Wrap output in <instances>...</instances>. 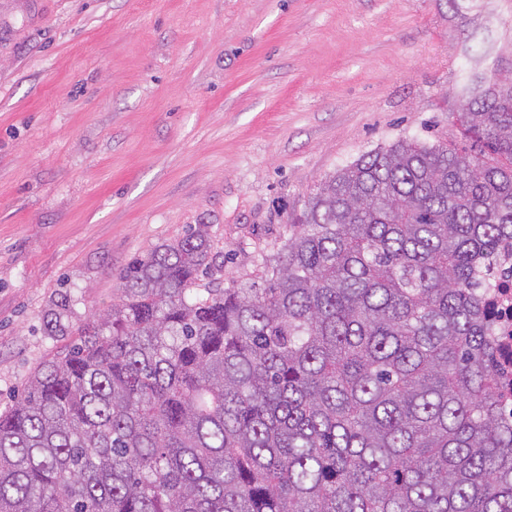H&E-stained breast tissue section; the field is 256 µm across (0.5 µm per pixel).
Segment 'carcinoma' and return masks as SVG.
Returning a JSON list of instances; mask_svg holds the SVG:
<instances>
[{"label": "carcinoma", "instance_id": "carcinoma-1", "mask_svg": "<svg viewBox=\"0 0 512 512\" xmlns=\"http://www.w3.org/2000/svg\"><path fill=\"white\" fill-rule=\"evenodd\" d=\"M458 135L325 179L259 281L209 226L0 410V512H512L480 295L512 239V71L460 76Z\"/></svg>", "mask_w": 512, "mask_h": 512}]
</instances>
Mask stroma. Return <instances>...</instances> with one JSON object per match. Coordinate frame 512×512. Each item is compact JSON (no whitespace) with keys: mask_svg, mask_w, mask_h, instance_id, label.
<instances>
[{"mask_svg":"<svg viewBox=\"0 0 512 512\" xmlns=\"http://www.w3.org/2000/svg\"><path fill=\"white\" fill-rule=\"evenodd\" d=\"M486 49L512 0H0V409L132 257L205 224L252 281L325 178L447 140Z\"/></svg>","mask_w":512,"mask_h":512,"instance_id":"obj_1","label":"stroma"}]
</instances>
